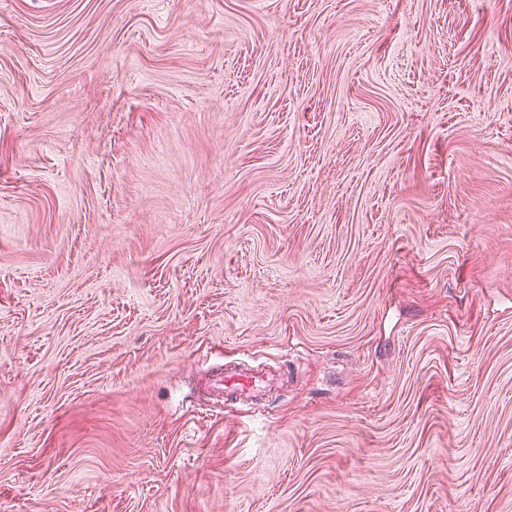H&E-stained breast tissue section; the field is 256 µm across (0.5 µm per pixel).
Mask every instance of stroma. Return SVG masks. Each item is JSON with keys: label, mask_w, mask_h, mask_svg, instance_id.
<instances>
[{"label": "stroma", "mask_w": 512, "mask_h": 512, "mask_svg": "<svg viewBox=\"0 0 512 512\" xmlns=\"http://www.w3.org/2000/svg\"><path fill=\"white\" fill-rule=\"evenodd\" d=\"M0 512H512V0H0ZM260 380V377L253 374L243 373L242 371H237L234 369H225L224 377H222L220 380L221 394L224 397V394L237 395L243 394L246 391L250 392L255 389L257 390L262 385Z\"/></svg>", "instance_id": "35a3bbf8"}]
</instances>
